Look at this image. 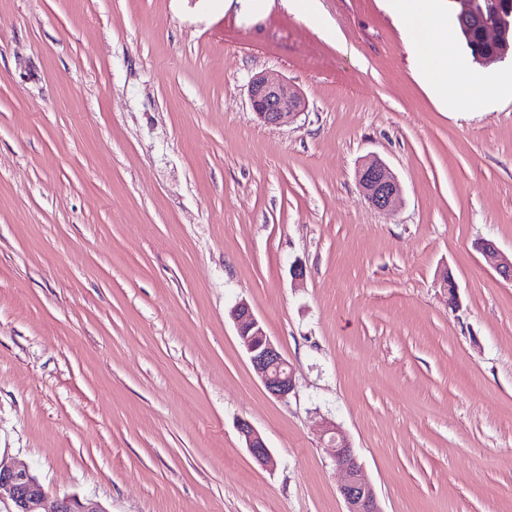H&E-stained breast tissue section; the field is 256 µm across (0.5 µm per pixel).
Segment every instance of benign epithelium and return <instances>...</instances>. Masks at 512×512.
Here are the masks:
<instances>
[{
  "mask_svg": "<svg viewBox=\"0 0 512 512\" xmlns=\"http://www.w3.org/2000/svg\"><path fill=\"white\" fill-rule=\"evenodd\" d=\"M461 21L478 27L479 38L471 43L473 60L484 67L504 58L512 49V26L500 19L499 2L482 5L480 0H452ZM248 97L257 118L266 126L280 127L306 110V101L298 88L287 80H272L254 75L248 84ZM363 200L377 210H386L402 194V185L393 170L382 160L368 158L356 170ZM477 250L494 260L498 275L512 283V257L500 252L491 240L476 244ZM238 336L249 361L266 391L277 399L287 398L295 389L294 372L278 347L267 336L248 303L242 301L231 310ZM245 448L264 468L275 460L261 433L247 421L238 425ZM322 435L333 449L336 467L343 473L340 494L346 512H383L373 484L366 478L362 464L335 423L327 421ZM48 493L28 467L0 459V504L12 506L10 512H109L100 502L78 495L58 499L47 506Z\"/></svg>",
  "mask_w": 512,
  "mask_h": 512,
  "instance_id": "benign-epithelium-1",
  "label": "benign epithelium"
}]
</instances>
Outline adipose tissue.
<instances>
[{
	"label": "adipose tissue",
	"instance_id": "adipose-tissue-1",
	"mask_svg": "<svg viewBox=\"0 0 512 512\" xmlns=\"http://www.w3.org/2000/svg\"><path fill=\"white\" fill-rule=\"evenodd\" d=\"M439 0H397L410 34L423 46L422 65L429 75L433 88L445 102L454 108H468L466 90L452 83L451 74H465L466 65L454 48L438 52L439 42L448 38V19L438 5Z\"/></svg>",
	"mask_w": 512,
	"mask_h": 512
}]
</instances>
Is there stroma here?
Returning a JSON list of instances; mask_svg holds the SVG:
<instances>
[{"mask_svg":"<svg viewBox=\"0 0 512 512\" xmlns=\"http://www.w3.org/2000/svg\"><path fill=\"white\" fill-rule=\"evenodd\" d=\"M319 3L340 41L283 0H0V455L50 497L345 512L329 419L383 512H512V284L474 248L512 252V97L450 111L388 0ZM257 73L305 113L262 125ZM371 155L403 187L385 211ZM363 200L377 210H386L402 194V185L393 170L382 160L368 158L356 170ZM231 317L249 361L266 391L277 399H286L295 389L294 372L287 359L267 336L248 303L236 304L231 310ZM238 431L245 448L253 460L263 468H271L274 466L275 460L266 445L261 433L247 421H241L238 425Z\"/></svg>","mask_w":512,"mask_h":512,"instance_id":"35a3bbf8","label":"stroma"}]
</instances>
